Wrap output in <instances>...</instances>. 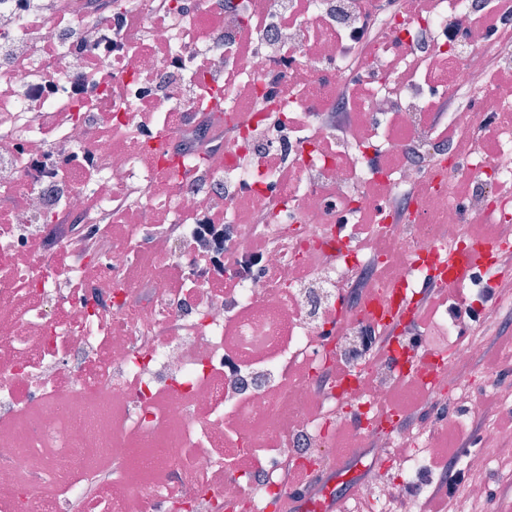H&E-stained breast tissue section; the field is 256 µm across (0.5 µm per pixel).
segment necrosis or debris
Returning a JSON list of instances; mask_svg holds the SVG:
<instances>
[{
  "instance_id": "4bbe7bcc",
  "label": "necrosis or debris",
  "mask_w": 512,
  "mask_h": 512,
  "mask_svg": "<svg viewBox=\"0 0 512 512\" xmlns=\"http://www.w3.org/2000/svg\"><path fill=\"white\" fill-rule=\"evenodd\" d=\"M245 2L237 12L224 0H170L181 19L170 26L138 0L151 40L100 53L106 25L80 0L68 25L88 51L64 62L46 51L54 25L0 0V200L12 202L0 209V512H70L106 468L85 512H215L220 501L267 512L284 493L282 462L317 480L343 454L332 434L349 428L376 460L401 467L388 483L368 469L358 489L393 512L429 492L425 451L439 435L486 416L482 394L499 376L467 374L487 338L465 330V306L453 301L438 312L448 333L464 335L449 355L409 332L396 343L435 387L432 425L391 424L401 376L379 344L384 323L365 318L354 290L363 274L380 300L420 288L436 251L467 248L474 223L512 242V78L486 86L490 60L512 75V54L500 55L497 34L456 54L463 36L451 30L474 25L481 0H435L430 13L401 11L378 27L360 0H306L300 13L285 12L286 0ZM279 13L274 45L241 54L243 31ZM169 71L180 83L157 91ZM77 74L87 93L65 90ZM41 79L59 91L42 97L34 123L16 90ZM343 81L363 95L330 149L322 116ZM243 87L266 110L217 138L224 112L244 110ZM462 90L470 106L445 120L462 137L490 126L494 152L460 157L429 123L430 104ZM215 92L223 111L203 107ZM49 138L82 151L53 171L41 164ZM262 147L284 154L283 170L242 166ZM201 156L218 191L170 171ZM133 182L138 206L119 207ZM51 186L62 209L47 202ZM243 198L260 223L240 221ZM209 211L232 229L225 248L239 262L261 239L283 242L261 261L274 280L238 265L219 276L199 260ZM223 276L232 293L218 288ZM480 445L454 470L483 472L512 447V430Z\"/></svg>"
}]
</instances>
